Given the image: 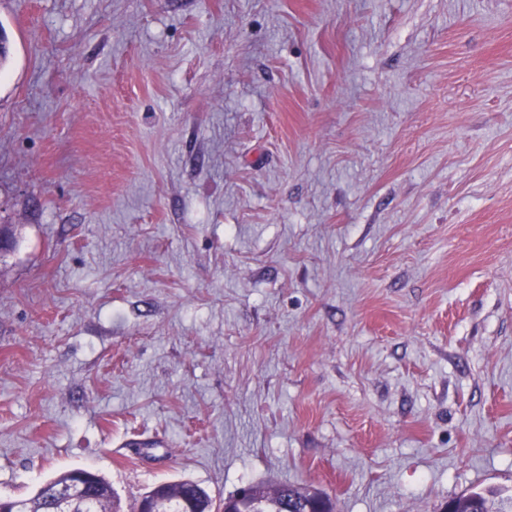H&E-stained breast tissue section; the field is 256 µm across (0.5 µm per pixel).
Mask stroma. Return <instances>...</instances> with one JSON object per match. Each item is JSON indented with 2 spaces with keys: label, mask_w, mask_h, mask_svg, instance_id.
Segmentation results:
<instances>
[{
  "label": "stroma",
  "mask_w": 512,
  "mask_h": 512,
  "mask_svg": "<svg viewBox=\"0 0 512 512\" xmlns=\"http://www.w3.org/2000/svg\"><path fill=\"white\" fill-rule=\"evenodd\" d=\"M0 498L75 467L336 512L512 491V0H0ZM253 496L249 502V509L276 510L275 512H308L318 505L321 497L327 502L322 507L328 508L327 512H336L333 500L322 492L309 489L304 486L280 483L274 488H267L262 484H251Z\"/></svg>",
  "instance_id": "stroma-1"
}]
</instances>
